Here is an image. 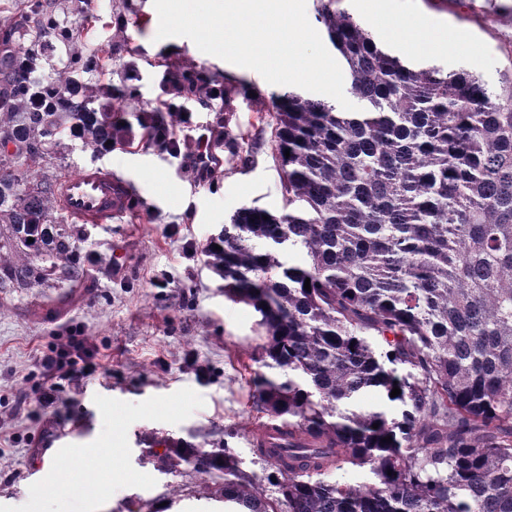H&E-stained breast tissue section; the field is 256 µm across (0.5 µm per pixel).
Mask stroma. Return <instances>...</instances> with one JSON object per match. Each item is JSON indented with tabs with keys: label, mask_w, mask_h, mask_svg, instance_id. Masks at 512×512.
I'll use <instances>...</instances> for the list:
<instances>
[{
	"label": "stroma",
	"mask_w": 512,
	"mask_h": 512,
	"mask_svg": "<svg viewBox=\"0 0 512 512\" xmlns=\"http://www.w3.org/2000/svg\"><path fill=\"white\" fill-rule=\"evenodd\" d=\"M56 3L58 16L79 30L81 49L107 59L93 80L116 96L96 106L127 129L108 154L65 139L50 171L61 179L112 170L129 185L133 207L112 223L82 226L75 275L46 288H0V512H224L214 499L223 473L165 471L149 450L155 438L209 451L227 446L243 471H263L250 437L251 379L262 369L265 332L252 308L225 297L204 247L240 208L284 207L282 173L254 99L285 88L188 38L157 39L156 29L141 26L153 0ZM340 7L421 66L466 68L493 84L512 70V0H340ZM393 9L464 42L430 56L404 47L381 24ZM183 72L238 89L228 107L186 102L197 126L226 127L243 147L235 154L216 143L223 165L201 182L184 156L149 140L137 121L138 108L168 99L167 78ZM73 336L91 345L104 373L64 389L58 413H39L37 361ZM63 442L73 454L50 459L48 448ZM38 465L42 483L27 476Z\"/></svg>",
	"instance_id": "1"
}]
</instances>
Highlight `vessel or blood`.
<instances>
[{"mask_svg": "<svg viewBox=\"0 0 512 512\" xmlns=\"http://www.w3.org/2000/svg\"><path fill=\"white\" fill-rule=\"evenodd\" d=\"M57 207L75 224H106L131 206L126 185L111 171L87 168L64 178L56 189Z\"/></svg>", "mask_w": 512, "mask_h": 512, "instance_id": "1", "label": "vessel or blood"}]
</instances>
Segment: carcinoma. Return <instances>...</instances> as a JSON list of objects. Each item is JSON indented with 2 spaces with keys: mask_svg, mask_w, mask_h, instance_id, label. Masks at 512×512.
<instances>
[{
  "mask_svg": "<svg viewBox=\"0 0 512 512\" xmlns=\"http://www.w3.org/2000/svg\"><path fill=\"white\" fill-rule=\"evenodd\" d=\"M336 3L316 0V19L362 111L269 96L286 205L241 208L206 250L224 294L265 329L271 373H254L252 408L279 459L255 444L259 478L227 447L160 440L150 454L164 470L224 473L230 512H512V76L490 86L415 65ZM54 17L42 5L35 31L66 49L63 68L38 86L22 71L45 70L43 52L0 65V288L47 285L76 259L45 175L63 137L77 128L92 151L119 137L112 113L89 108L112 89L81 80L101 62ZM60 81L67 100L27 111ZM372 387L398 416L358 406ZM346 465L373 481L322 479Z\"/></svg>",
  "mask_w": 512,
  "mask_h": 512,
  "instance_id": "carcinoma-1",
  "label": "carcinoma"
}]
</instances>
